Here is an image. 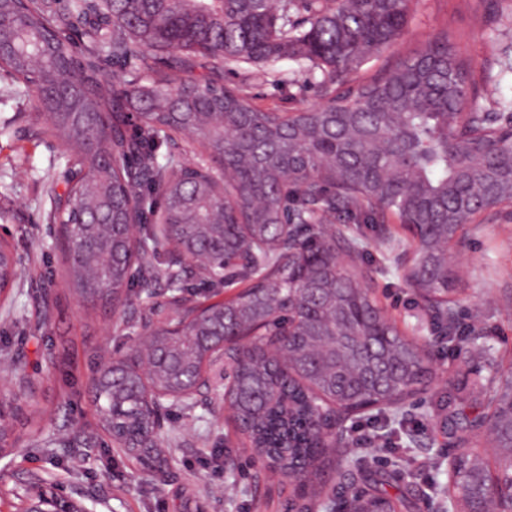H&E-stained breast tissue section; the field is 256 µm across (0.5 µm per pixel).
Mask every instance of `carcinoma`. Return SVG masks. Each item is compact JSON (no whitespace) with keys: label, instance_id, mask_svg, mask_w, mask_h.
Masks as SVG:
<instances>
[{"label":"carcinoma","instance_id":"1","mask_svg":"<svg viewBox=\"0 0 512 512\" xmlns=\"http://www.w3.org/2000/svg\"><path fill=\"white\" fill-rule=\"evenodd\" d=\"M411 0H0V14L21 17L0 31L10 48L3 69L35 93L45 134L59 142L71 173L65 195L47 189L49 219L73 224L68 284L82 298L118 310L133 287L163 272L170 304L199 313L191 336H164L165 306L148 302L138 324L161 360L135 349L100 368L121 383L94 393L106 430L124 439L125 456L155 433L158 411L139 402L142 373L176 395L201 370L224 323V398L255 455L299 485L322 483L330 452L342 451L345 423L365 410L396 420L435 373L426 346L391 323L358 274L363 226L378 224L387 261L399 248L396 228L413 232L401 279L414 288L448 343L459 277L448 247L482 211L512 203V142L486 115L485 79L471 61L448 52V33L411 57L359 76L370 58L407 30ZM170 61L169 71L156 68ZM212 77L182 81L196 59ZM129 59L135 70L105 77L103 64ZM303 61L321 74L325 103L288 113L251 105L224 87V64ZM188 133L201 169L185 182L188 160L173 151ZM224 154V168L211 164ZM164 163L158 162V157ZM163 200L155 210L142 188ZM138 222L136 233L102 240L112 265L83 253L95 230L88 209ZM191 237L214 255L209 283H247L223 305L198 310L183 294L187 271L166 256ZM240 243L245 263L222 273L221 243ZM474 415L440 418L461 430L469 451L452 458L447 485L455 512L497 509L491 482L512 471V375L493 371L474 384ZM500 449L490 458L486 444ZM391 473L358 480L372 492L344 498V512H409V483L390 494Z\"/></svg>","mask_w":512,"mask_h":512}]
</instances>
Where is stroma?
<instances>
[{
    "instance_id": "stroma-1",
    "label": "stroma",
    "mask_w": 512,
    "mask_h": 512,
    "mask_svg": "<svg viewBox=\"0 0 512 512\" xmlns=\"http://www.w3.org/2000/svg\"><path fill=\"white\" fill-rule=\"evenodd\" d=\"M408 31L367 63L363 75L419 48L442 29L455 35L454 50L489 77L496 100L512 98V75L502 73L489 47L484 16L498 0H414ZM286 82L263 67L224 68L223 83L253 105L292 112L320 104L319 74L293 60L279 65ZM31 92L0 72V236L20 261L8 304H0V406L15 448L0 454V512H14V494L31 482L60 484L67 495L95 512H291L294 485L270 475L251 454L224 401L222 383L199 397L192 411L171 409L163 429L171 440L161 469L129 463L100 444L92 379L102 365L127 354L140 334L143 305L133 297L123 315L111 306L80 302L66 284L68 253L60 227L48 223L46 182L65 188L68 166L59 145L46 139ZM363 287L371 289L389 317L428 345L437 371L432 387L417 395L407 417L409 464L397 483L413 481L411 512H448L442 492L448 459L460 438L439 426L440 415L468 403L467 381L486 373L471 345L436 343L431 319L412 289L395 272L380 270L378 232L367 229ZM459 274V336H480L498 363L512 365V208L482 214L467 225L449 252ZM51 452H44L45 444Z\"/></svg>"
}]
</instances>
